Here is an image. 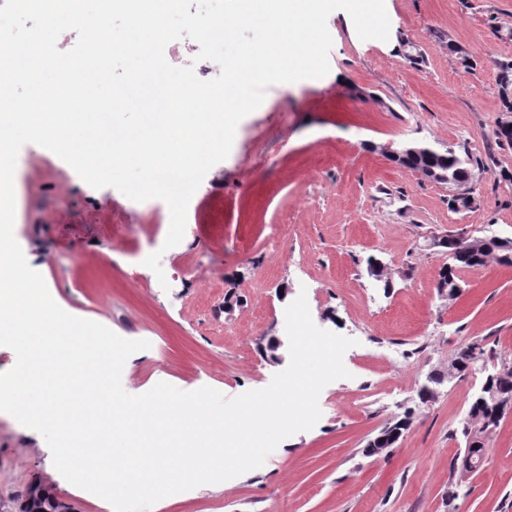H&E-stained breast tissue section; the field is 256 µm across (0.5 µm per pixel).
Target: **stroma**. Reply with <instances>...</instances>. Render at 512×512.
<instances>
[{"label":"stroma","mask_w":512,"mask_h":512,"mask_svg":"<svg viewBox=\"0 0 512 512\" xmlns=\"http://www.w3.org/2000/svg\"><path fill=\"white\" fill-rule=\"evenodd\" d=\"M388 40H361L332 12L329 73L276 84L238 125L229 156L192 196L182 242L164 248L170 212L95 188L48 149L24 145L15 171L14 234L67 313L129 340L125 363L141 394L164 381L233 398L267 387L289 364L285 308L306 292L316 326L355 339L348 377L324 387L321 418L238 477L158 501L151 512H512V412L486 461L459 480L461 424L488 373L512 365V268L461 269L458 298L437 287L448 255L435 237L512 238V149H487L502 116L498 62L512 60V0H386ZM423 54L408 60L407 43ZM471 67H464L462 57ZM463 144L482 155L472 209L389 160L387 147ZM161 252L167 278L145 266ZM391 272L390 285L369 273ZM281 360L263 355L268 338ZM486 349L447 378L455 352ZM440 384H433L435 375ZM435 396L424 403L423 386ZM412 412L396 447L366 444ZM48 487L72 512H113L67 482L36 431L0 412V512Z\"/></svg>","instance_id":"35a3bbf8"}]
</instances>
